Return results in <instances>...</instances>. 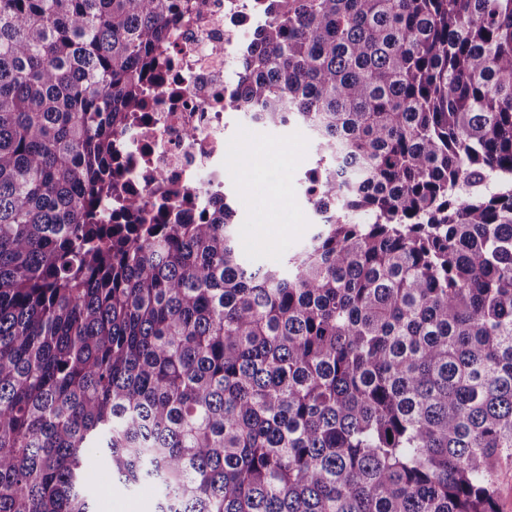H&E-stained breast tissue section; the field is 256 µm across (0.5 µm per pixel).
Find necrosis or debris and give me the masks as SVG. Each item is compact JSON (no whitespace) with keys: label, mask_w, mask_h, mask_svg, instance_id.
Returning a JSON list of instances; mask_svg holds the SVG:
<instances>
[{"label":"necrosis or debris","mask_w":512,"mask_h":512,"mask_svg":"<svg viewBox=\"0 0 512 512\" xmlns=\"http://www.w3.org/2000/svg\"><path fill=\"white\" fill-rule=\"evenodd\" d=\"M264 19L257 0H190L174 22L157 58L161 81L148 84L144 112L112 140L121 180L147 213L195 215L223 196L234 95L224 67L239 60L248 32Z\"/></svg>","instance_id":"necrosis-or-debris-1"}]
</instances>
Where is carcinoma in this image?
I'll use <instances>...</instances> for the list:
<instances>
[{
	"mask_svg": "<svg viewBox=\"0 0 512 512\" xmlns=\"http://www.w3.org/2000/svg\"><path fill=\"white\" fill-rule=\"evenodd\" d=\"M183 0H0V512H498L512 463V0H267L232 109L299 124L318 230L104 224ZM84 477L93 495L95 512H103L105 499H111L123 512H156L157 491L146 486L127 488L116 480L112 481L111 461L101 454H91ZM497 506L500 512H512V464L501 466L498 476Z\"/></svg>",
	"mask_w": 512,
	"mask_h": 512,
	"instance_id": "1",
	"label": "carcinoma"
}]
</instances>
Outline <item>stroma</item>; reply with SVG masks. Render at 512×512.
Segmentation results:
<instances>
[{"label": "stroma", "mask_w": 512, "mask_h": 512, "mask_svg": "<svg viewBox=\"0 0 512 512\" xmlns=\"http://www.w3.org/2000/svg\"><path fill=\"white\" fill-rule=\"evenodd\" d=\"M227 134L237 143L230 170L247 202L245 214L236 218L238 247L254 264H281L287 253L300 249L316 230L306 197V173L319 157L318 143L303 126L258 129L241 114L234 115ZM257 141L267 144L270 152L264 169L254 174L248 162ZM84 477L95 512H102L108 499L122 512H156V490L129 488L113 480L112 464L103 455H91Z\"/></svg>", "instance_id": "obj_1"}]
</instances>
